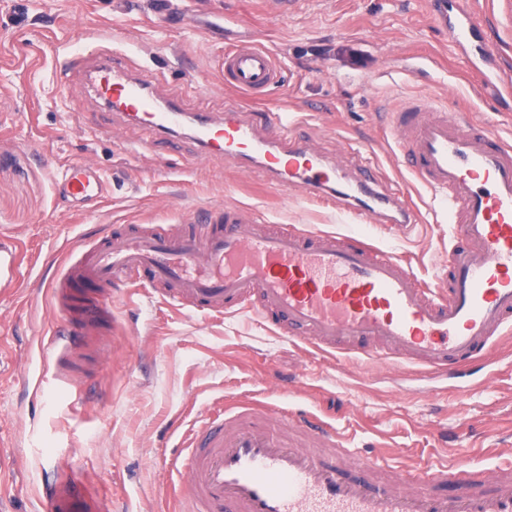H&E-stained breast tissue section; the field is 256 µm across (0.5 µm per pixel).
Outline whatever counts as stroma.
Masks as SVG:
<instances>
[{
	"label": "stroma",
	"instance_id": "35a3bbf8",
	"mask_svg": "<svg viewBox=\"0 0 512 512\" xmlns=\"http://www.w3.org/2000/svg\"><path fill=\"white\" fill-rule=\"evenodd\" d=\"M195 10L200 28L156 20L151 0H0V228L18 246L20 282L0 292V512H39L42 480L55 457L72 454L93 473L112 512H175L177 479L164 467L173 424L221 401L232 406L287 383L290 410H313L351 447L381 454L392 471L458 462L471 469L512 459V333L483 357L494 371L457 381L424 367L381 366L340 349L276 334L246 313L176 310L142 292L115 314H98L87 345L68 362L82 385L45 378L28 388L39 340L59 327L48 278L74 237L93 239L129 224H181L207 204L240 205L266 224H300L349 235L358 223L343 200L324 206L272 184L256 163L237 166L198 155L190 136L148 134L113 118L95 137L72 113L100 111L81 86L65 91L55 72L81 35L116 37L149 55L147 75L165 71L185 111L237 105L285 112L298 136L347 169L369 161L384 189L406 192L407 228L373 225L372 244L403 255L433 288H447L443 256L457 225L430 207V195L401 170L386 115L408 98L436 97L495 130L512 131V98L486 91L432 26L424 0H299L288 14L272 0H167ZM228 40L272 51L281 85L252 99L225 87L219 59ZM148 150H140L143 141ZM72 161L97 165L111 193L91 213L73 212L53 187ZM467 384L469 392L458 389Z\"/></svg>",
	"mask_w": 512,
	"mask_h": 512
}]
</instances>
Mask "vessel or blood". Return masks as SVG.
Masks as SVG:
<instances>
[{
  "label": "vessel or blood",
  "instance_id": "b4317fda",
  "mask_svg": "<svg viewBox=\"0 0 512 512\" xmlns=\"http://www.w3.org/2000/svg\"><path fill=\"white\" fill-rule=\"evenodd\" d=\"M448 44L466 48L467 67L492 61L488 32L512 0H478L459 9L427 0ZM224 81L263 96L282 81L271 51L248 41L225 46ZM61 87L80 82L107 110L155 132L191 126L201 152L238 162L260 161L283 190L313 197L335 191L359 205L370 223L410 222L409 197L380 190L372 168L345 172L306 140L281 113L265 122L231 107L188 113L163 78H140L137 62L118 48L89 45L66 53ZM395 155L433 191L463 240L449 246L453 274L447 294L425 286L399 254L359 242L341 246L335 235L298 224L274 228L252 210L231 205L198 208L191 223L133 225L98 241L82 242L49 281L66 334L64 347L83 336L74 320L75 291L99 288L94 303L112 309L118 287L145 289L173 306L211 312H250L281 335L319 347H340L391 364H419L434 373L491 351L512 327V139L467 114L409 101L391 111ZM55 187L79 211L109 194L91 164L71 163ZM285 389H266L262 401L211 412L196 422L164 464L187 471L179 491L187 512H512V477L489 472L491 486L473 490L466 465L381 482L377 456L346 447L344 437L312 414L290 413ZM455 482L453 494L439 485ZM44 512H112L107 498L85 497L54 476Z\"/></svg>",
  "mask_w": 512,
  "mask_h": 512
}]
</instances>
